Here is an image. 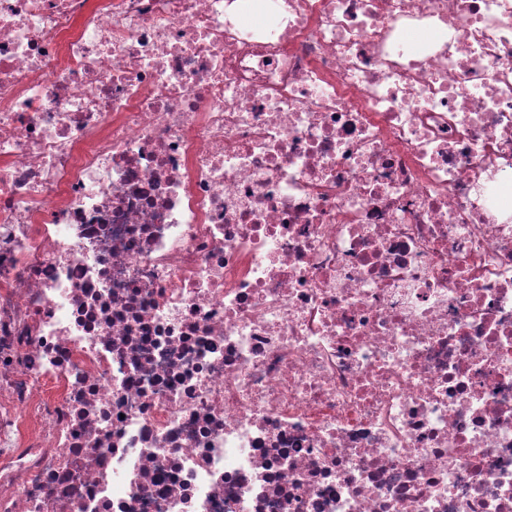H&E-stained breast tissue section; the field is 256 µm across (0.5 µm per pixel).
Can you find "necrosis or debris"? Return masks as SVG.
<instances>
[{"label":"necrosis or debris","instance_id":"obj_1","mask_svg":"<svg viewBox=\"0 0 512 512\" xmlns=\"http://www.w3.org/2000/svg\"><path fill=\"white\" fill-rule=\"evenodd\" d=\"M0 512H512V0H0Z\"/></svg>","mask_w":512,"mask_h":512}]
</instances>
